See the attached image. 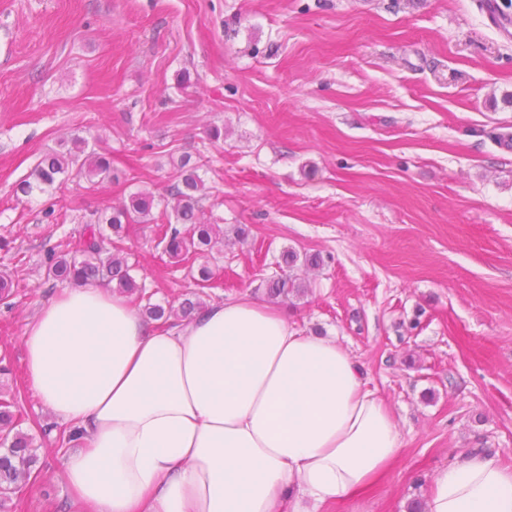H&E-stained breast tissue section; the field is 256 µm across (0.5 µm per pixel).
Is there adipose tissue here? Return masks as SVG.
Returning <instances> with one entry per match:
<instances>
[{"label":"adipose tissue","instance_id":"adipose-tissue-1","mask_svg":"<svg viewBox=\"0 0 512 512\" xmlns=\"http://www.w3.org/2000/svg\"><path fill=\"white\" fill-rule=\"evenodd\" d=\"M22 346L27 386L74 442L73 512H323L378 484L402 446L336 337L247 296L164 324L112 289L67 288ZM424 512H512V469L461 454Z\"/></svg>","mask_w":512,"mask_h":512}]
</instances>
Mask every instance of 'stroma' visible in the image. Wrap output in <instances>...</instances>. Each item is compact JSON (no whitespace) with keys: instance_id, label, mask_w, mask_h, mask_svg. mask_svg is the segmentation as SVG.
<instances>
[{"instance_id":"1","label":"stroma","mask_w":512,"mask_h":512,"mask_svg":"<svg viewBox=\"0 0 512 512\" xmlns=\"http://www.w3.org/2000/svg\"><path fill=\"white\" fill-rule=\"evenodd\" d=\"M511 95L512 38L479 0H0V401L36 456L9 512H71L57 424L21 385L23 330L63 288L45 256L140 190L159 205L116 246L152 303L266 299L295 250L289 324L336 336L395 414L394 467L330 512H408L477 448L512 467ZM78 135L112 182L15 194ZM186 153L218 231L204 287L161 244Z\"/></svg>"}]
</instances>
